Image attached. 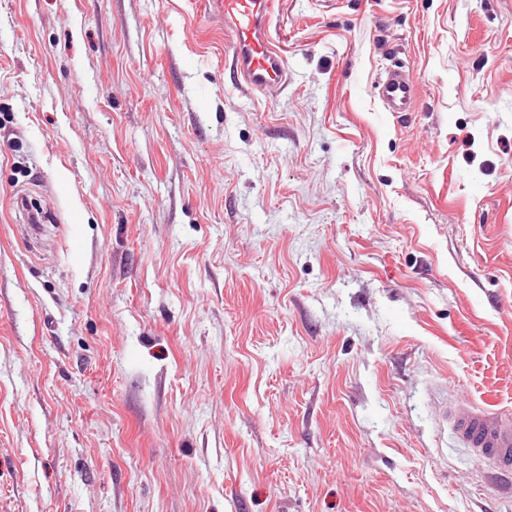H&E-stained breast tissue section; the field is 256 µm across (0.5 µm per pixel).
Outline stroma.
Here are the masks:
<instances>
[{
	"label": "stroma",
	"instance_id": "obj_1",
	"mask_svg": "<svg viewBox=\"0 0 512 512\" xmlns=\"http://www.w3.org/2000/svg\"><path fill=\"white\" fill-rule=\"evenodd\" d=\"M0 0V512H512V0ZM405 66L416 111L374 93ZM214 14L231 33L230 68L238 85L265 97L284 88L288 64L270 45L269 18L274 0H216ZM454 433L464 448H472L492 463L489 477L505 483L512 491V420L475 409L458 402L451 411Z\"/></svg>",
	"mask_w": 512,
	"mask_h": 512
}]
</instances>
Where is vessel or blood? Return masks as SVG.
I'll return each mask as SVG.
<instances>
[{"label": "vessel or blood", "instance_id": "obj_1", "mask_svg": "<svg viewBox=\"0 0 512 512\" xmlns=\"http://www.w3.org/2000/svg\"><path fill=\"white\" fill-rule=\"evenodd\" d=\"M214 14L231 35L230 68L238 85L270 96L288 81V64L270 44L269 18L275 0H215ZM375 95L384 111L411 112L417 106V88L402 67L385 71L375 86ZM454 433L460 445L473 449L492 464V479L504 482L512 491V420L456 403L451 411Z\"/></svg>", "mask_w": 512, "mask_h": 512}]
</instances>
